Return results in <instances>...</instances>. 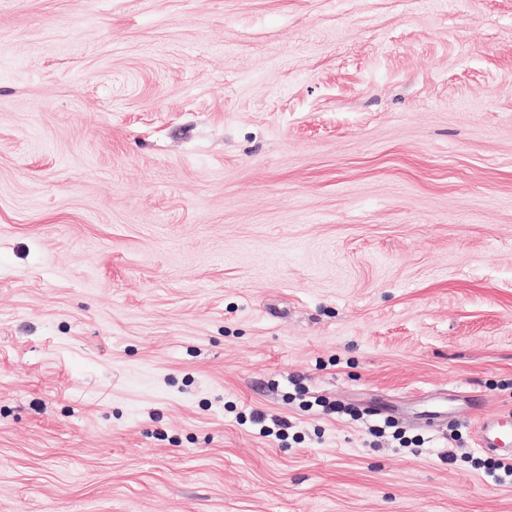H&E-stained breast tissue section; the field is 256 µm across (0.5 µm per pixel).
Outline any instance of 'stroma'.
Instances as JSON below:
<instances>
[{"label":"stroma","instance_id":"stroma-1","mask_svg":"<svg viewBox=\"0 0 512 512\" xmlns=\"http://www.w3.org/2000/svg\"><path fill=\"white\" fill-rule=\"evenodd\" d=\"M508 414L512 0H0V512H512ZM508 419L486 418L480 419L476 426V437L479 448L487 452H497L505 447L503 441V427Z\"/></svg>","mask_w":512,"mask_h":512}]
</instances>
